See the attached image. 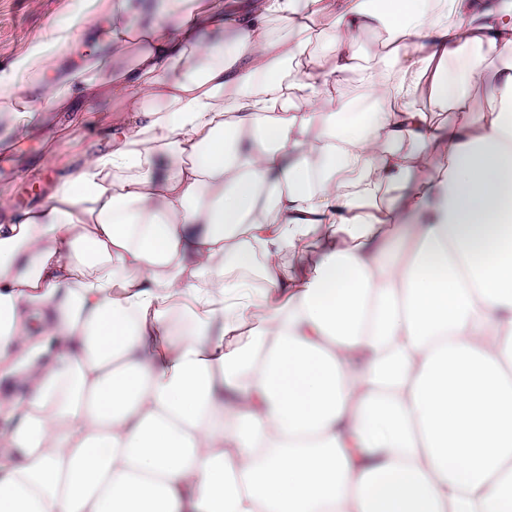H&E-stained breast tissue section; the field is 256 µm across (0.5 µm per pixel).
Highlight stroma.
Instances as JSON below:
<instances>
[{"mask_svg":"<svg viewBox=\"0 0 512 512\" xmlns=\"http://www.w3.org/2000/svg\"><path fill=\"white\" fill-rule=\"evenodd\" d=\"M81 8L80 0H0V73L7 70L18 48L36 42L58 15ZM470 58L483 61L487 78L470 90L467 110L485 114L495 107L497 73L511 66L512 60L500 57L485 61L476 50ZM111 108V102L104 100L94 112H44L18 138L0 127V196L9 202L8 207L0 208V224L43 201L55 181L75 169L81 155L105 146L106 130L112 124ZM68 126L73 129L72 146L54 150V139Z\"/></svg>","mask_w":512,"mask_h":512,"instance_id":"stroma-1","label":"stroma"}]
</instances>
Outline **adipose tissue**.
<instances>
[{"mask_svg": "<svg viewBox=\"0 0 512 512\" xmlns=\"http://www.w3.org/2000/svg\"><path fill=\"white\" fill-rule=\"evenodd\" d=\"M88 4L79 69L56 19L0 93L118 110L0 224V512H512V73L466 113L512 0ZM98 31L99 27L91 29L83 25L73 28L71 40L68 43L52 48L58 67L61 70H76L83 47L87 42L94 39Z\"/></svg>", "mask_w": 512, "mask_h": 512, "instance_id": "ef3b65f1", "label": "adipose tissue"}]
</instances>
